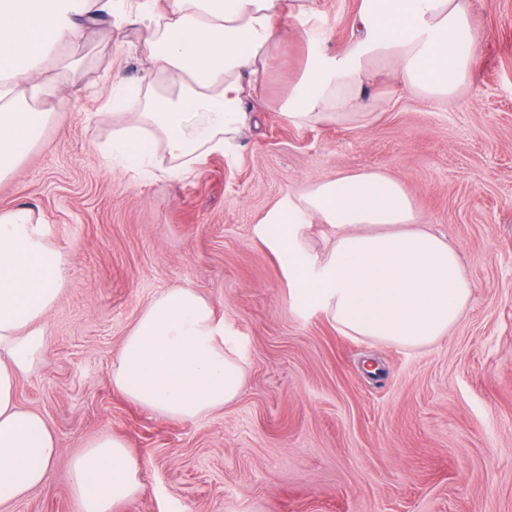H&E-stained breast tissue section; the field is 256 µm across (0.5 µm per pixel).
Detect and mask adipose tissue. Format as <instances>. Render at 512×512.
<instances>
[{"label": "adipose tissue", "instance_id": "ef3b65f1", "mask_svg": "<svg viewBox=\"0 0 512 512\" xmlns=\"http://www.w3.org/2000/svg\"><path fill=\"white\" fill-rule=\"evenodd\" d=\"M469 0H359L351 39L331 55L310 27V0H0V178L38 140L39 108L55 90L42 68L54 50L76 42L98 18L144 28L148 89L112 86L110 112L122 126L100 150L116 169L141 173L157 147L172 176L231 148L255 124L247 101L267 80L269 61L303 26L306 69L283 117L296 126L368 121L369 89L386 61L398 89L442 101L470 78L483 35ZM329 225V251L310 255L304 227ZM276 249L295 300L322 311L355 338L421 348L460 321L472 287L457 251L421 225L402 183L382 171L341 173L276 206L260 227ZM65 282V260L25 207L0 214V507L43 484L61 453L38 413L16 402V382L46 361L40 321ZM245 370L224 337V321L195 289L171 288L141 312L112 360V385L130 401L174 421L224 410L242 393ZM76 512H116L141 490L140 464L127 442L102 434L71 461Z\"/></svg>", "mask_w": 512, "mask_h": 512}]
</instances>
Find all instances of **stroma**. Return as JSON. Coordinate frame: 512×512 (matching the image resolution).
<instances>
[{
	"label": "stroma",
	"mask_w": 512,
	"mask_h": 512,
	"mask_svg": "<svg viewBox=\"0 0 512 512\" xmlns=\"http://www.w3.org/2000/svg\"><path fill=\"white\" fill-rule=\"evenodd\" d=\"M359 0H313L333 53ZM484 40L474 81L448 102L391 97L388 67L367 126L295 127L281 116L301 78V36L274 54L238 148L183 178L110 169L99 149L120 116L113 83L140 82L136 34L102 17L74 44L83 68L50 95L55 118L0 180V212L25 206L66 261L41 323L47 362L20 378V407L50 424L61 455L45 482L0 512H76L69 461L124 438L143 491L118 512H512V0H470ZM397 177L460 255L471 301L423 348L340 333L297 304L257 227L277 204L337 174ZM196 289L245 367L227 409L176 422L128 400L113 356L161 292Z\"/></svg>",
	"instance_id": "35a3bbf8"
}]
</instances>
